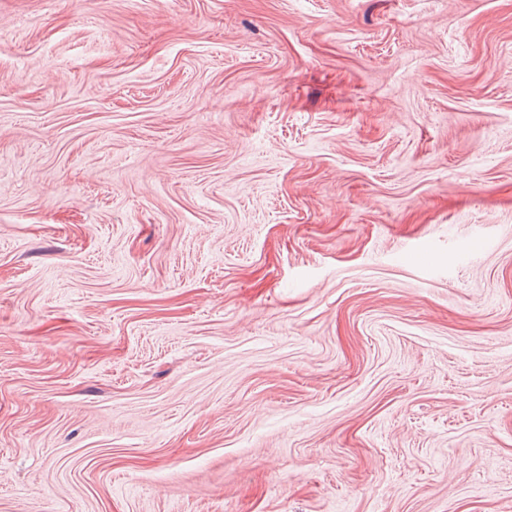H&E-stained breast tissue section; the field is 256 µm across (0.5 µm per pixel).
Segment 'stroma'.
<instances>
[{
    "label": "stroma",
    "mask_w": 512,
    "mask_h": 512,
    "mask_svg": "<svg viewBox=\"0 0 512 512\" xmlns=\"http://www.w3.org/2000/svg\"><path fill=\"white\" fill-rule=\"evenodd\" d=\"M0 512H512V0H0Z\"/></svg>",
    "instance_id": "1"
}]
</instances>
